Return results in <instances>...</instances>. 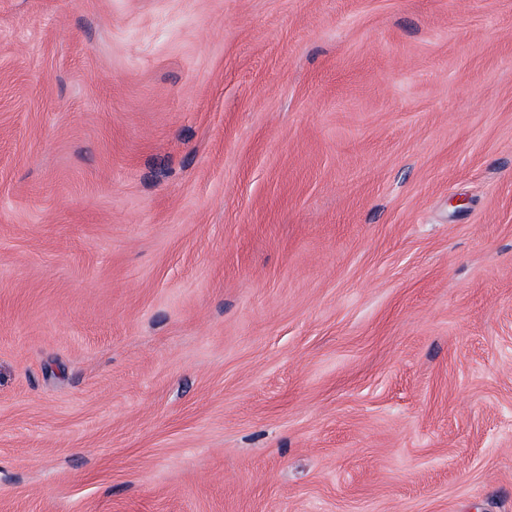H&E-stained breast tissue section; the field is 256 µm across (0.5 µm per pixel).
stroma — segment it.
<instances>
[{
  "mask_svg": "<svg viewBox=\"0 0 512 512\" xmlns=\"http://www.w3.org/2000/svg\"><path fill=\"white\" fill-rule=\"evenodd\" d=\"M0 512H512V0H0Z\"/></svg>",
  "mask_w": 512,
  "mask_h": 512,
  "instance_id": "stroma-1",
  "label": "stroma"
}]
</instances>
